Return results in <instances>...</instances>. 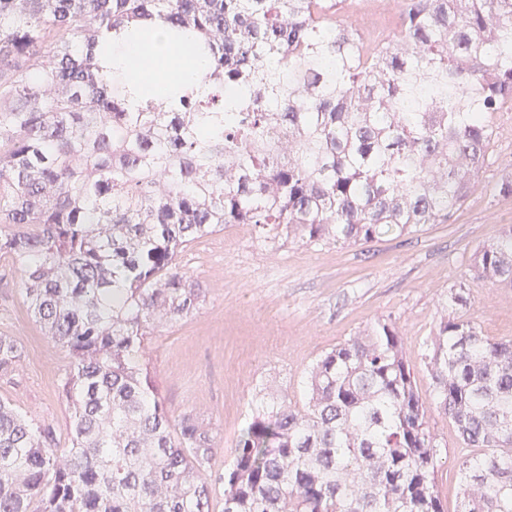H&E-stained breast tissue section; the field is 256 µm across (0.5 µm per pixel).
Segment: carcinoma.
Returning a JSON list of instances; mask_svg holds the SVG:
<instances>
[{"label": "carcinoma", "mask_w": 512, "mask_h": 512, "mask_svg": "<svg viewBox=\"0 0 512 512\" xmlns=\"http://www.w3.org/2000/svg\"><path fill=\"white\" fill-rule=\"evenodd\" d=\"M342 0H0V257L71 358L54 426L0 396V512H213L212 428L172 420L140 357L199 307L188 245L252 224L355 244L446 224L512 103V0H402L368 41ZM159 27L199 88L131 99L107 43ZM470 272L512 283V225ZM22 357L0 336V375ZM462 447L460 512H512V342L462 317L428 347ZM441 446L394 323L323 353L303 401L258 395L221 512H448Z\"/></svg>", "instance_id": "obj_1"}]
</instances>
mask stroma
<instances>
[{
    "instance_id": "35a3bbf8",
    "label": "stroma",
    "mask_w": 512,
    "mask_h": 512,
    "mask_svg": "<svg viewBox=\"0 0 512 512\" xmlns=\"http://www.w3.org/2000/svg\"><path fill=\"white\" fill-rule=\"evenodd\" d=\"M336 17L370 40L394 35L400 24L398 8L384 0H343ZM494 121L489 164L451 223L428 224L403 238L330 247L267 238L254 226L230 224L181 254L180 265L206 297L193 314L149 338L142 361L173 416L187 413L211 427L212 476L232 462L256 393L266 387L301 401L311 362L370 323H395L425 397L432 389L426 343L441 316L467 318L490 338L512 339V285L469 271L477 246L512 225V195L498 191L512 179V109L496 113ZM458 286L468 297L463 308L448 302ZM0 336L23 348L15 371L0 378V396L28 417L64 428L69 410L60 384L69 356L29 315L20 273L2 258ZM428 416L447 448L436 473L438 491L449 512H456L463 450L439 409Z\"/></svg>"
}]
</instances>
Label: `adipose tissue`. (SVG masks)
I'll return each mask as SVG.
<instances>
[{
	"instance_id": "1",
	"label": "adipose tissue",
	"mask_w": 512,
	"mask_h": 512,
	"mask_svg": "<svg viewBox=\"0 0 512 512\" xmlns=\"http://www.w3.org/2000/svg\"><path fill=\"white\" fill-rule=\"evenodd\" d=\"M114 78L138 95H157L169 86L200 85L207 63L169 43L164 30H157L150 45L130 40L113 42L108 49Z\"/></svg>"
}]
</instances>
